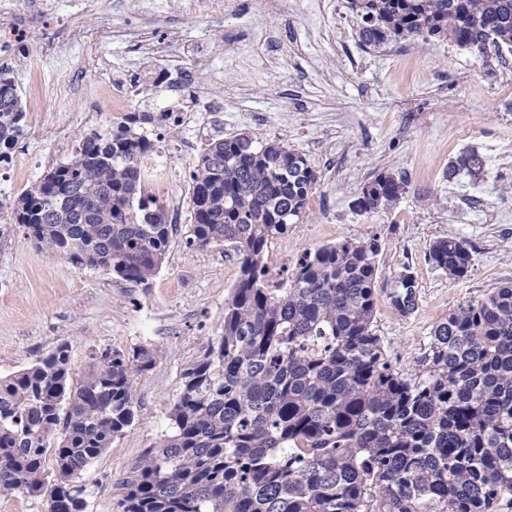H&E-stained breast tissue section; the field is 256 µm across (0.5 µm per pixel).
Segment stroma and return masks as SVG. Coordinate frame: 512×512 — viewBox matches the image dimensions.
Returning <instances> with one entry per match:
<instances>
[{
    "label": "stroma",
    "instance_id": "35a3bbf8",
    "mask_svg": "<svg viewBox=\"0 0 512 512\" xmlns=\"http://www.w3.org/2000/svg\"><path fill=\"white\" fill-rule=\"evenodd\" d=\"M9 3L8 21L33 30L28 52L49 38L59 51L39 75L12 71L20 95L35 98L16 149L41 162L0 174V218L84 131L108 123L104 77L138 82L153 93L152 112H165L174 104L165 70L174 66L192 72L200 92L221 98L219 136L280 140L320 174L302 220L271 241L267 260L284 254L293 263L324 245L379 235L375 329L396 370L415 372L450 310L512 284V161L500 156L512 151V47L502 46L488 65L447 40L368 46L348 0H237L221 19L210 0H52L44 14L30 0ZM187 44L193 53H184ZM472 150L486 161L480 179L447 178L449 164ZM195 162L170 161L183 221L148 287L73 266L19 231L0 239L1 377L63 343L76 379L108 349L158 352L153 367L133 377V423L79 475L85 512H119L133 466L169 431L186 370L220 335L239 276L223 248L186 243ZM382 171L403 177L405 193L388 210L359 214L354 200ZM443 237L472 243L466 277L450 278L428 262L427 245ZM406 266L418 283L417 305L403 316L388 293Z\"/></svg>",
    "mask_w": 512,
    "mask_h": 512
}]
</instances>
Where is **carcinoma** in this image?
I'll return each mask as SVG.
<instances>
[{
    "label": "carcinoma",
    "instance_id": "1",
    "mask_svg": "<svg viewBox=\"0 0 512 512\" xmlns=\"http://www.w3.org/2000/svg\"><path fill=\"white\" fill-rule=\"evenodd\" d=\"M361 39L375 46L446 38L458 48L512 46V0H350ZM130 112L81 134L71 156L10 203L9 224L75 266L149 285L175 225L146 186L154 145ZM25 111L0 68V163L24 133ZM477 179L484 160L460 155L448 176ZM318 172L278 141L244 134L209 141L191 175L193 237L230 246L239 276L221 335L184 374L171 432L139 461L120 512H499L512 508V285L460 304L434 326L411 376L395 370L374 320L379 236L305 252L273 285L266 251L297 223ZM406 182L378 174L354 209L378 213ZM432 266L460 279L463 238L432 241ZM405 266L388 294L416 306ZM157 352L104 351L82 379L59 345L0 378V494L48 497L49 512H84L74 478L135 418L133 375ZM59 478L49 484L47 457Z\"/></svg>",
    "mask_w": 512,
    "mask_h": 512
}]
</instances>
